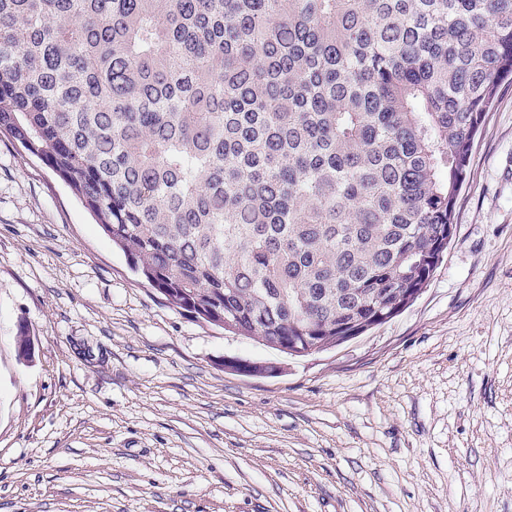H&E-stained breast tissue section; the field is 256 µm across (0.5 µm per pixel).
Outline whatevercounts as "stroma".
Returning <instances> with one entry per match:
<instances>
[{
    "mask_svg": "<svg viewBox=\"0 0 512 512\" xmlns=\"http://www.w3.org/2000/svg\"><path fill=\"white\" fill-rule=\"evenodd\" d=\"M0 512H512V82L423 293L304 357L169 304L0 134Z\"/></svg>",
    "mask_w": 512,
    "mask_h": 512,
    "instance_id": "stroma-1",
    "label": "stroma"
}]
</instances>
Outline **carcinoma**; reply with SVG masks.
I'll list each match as a JSON object with an SVG mask.
<instances>
[{
    "instance_id": "1",
    "label": "carcinoma",
    "mask_w": 512,
    "mask_h": 512,
    "mask_svg": "<svg viewBox=\"0 0 512 512\" xmlns=\"http://www.w3.org/2000/svg\"><path fill=\"white\" fill-rule=\"evenodd\" d=\"M512 0H0V133L173 306L281 353L408 308Z\"/></svg>"
}]
</instances>
